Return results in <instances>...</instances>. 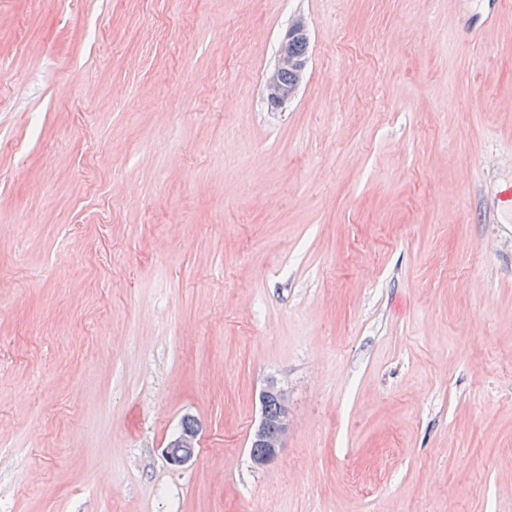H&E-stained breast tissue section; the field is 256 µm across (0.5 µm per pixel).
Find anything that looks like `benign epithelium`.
<instances>
[{"label": "benign epithelium", "instance_id": "benign-epithelium-1", "mask_svg": "<svg viewBox=\"0 0 512 512\" xmlns=\"http://www.w3.org/2000/svg\"><path fill=\"white\" fill-rule=\"evenodd\" d=\"M308 36L305 26L291 27L283 38L276 58V68L296 66L304 69L307 62L299 61L288 53V41L294 37ZM266 98L270 100V106L278 109L284 107L294 96V91L279 87L274 77L267 78L265 83ZM273 402L277 406L276 428L270 427V414L267 408L268 403ZM261 415L255 425L250 439V459L257 468H263L277 458L284 447V439L288 433L289 412L288 393L276 382H269L259 393ZM199 426H180L176 435V441L167 445L164 455L168 463L174 467H183L190 463L196 454L198 443Z\"/></svg>", "mask_w": 512, "mask_h": 512}]
</instances>
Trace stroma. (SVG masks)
Returning a JSON list of instances; mask_svg holds the SVG:
<instances>
[{
	"instance_id": "stroma-1",
	"label": "stroma",
	"mask_w": 512,
	"mask_h": 512,
	"mask_svg": "<svg viewBox=\"0 0 512 512\" xmlns=\"http://www.w3.org/2000/svg\"><path fill=\"white\" fill-rule=\"evenodd\" d=\"M509 185L512 0H0V512H512ZM305 36L308 37L307 29L304 25L300 27H290L287 31L285 37L283 38L279 51L277 53L276 58V69L280 68H288V66H296L298 68L305 70L307 67L308 60L307 59V49H308V41L303 38H296L290 45V51L292 54L297 57L291 56L288 53V41L293 37ZM299 60H305L303 62ZM269 402L277 406L276 429L270 427ZM261 415L255 425L250 439V459L256 468H263L277 458L284 447L288 433L289 412L288 393L277 382L270 381L259 393ZM198 436L199 426L196 421L192 427H185L182 422L176 435V441L168 444L164 449L168 463L174 467H183L190 463L196 454Z\"/></svg>"
}]
</instances>
